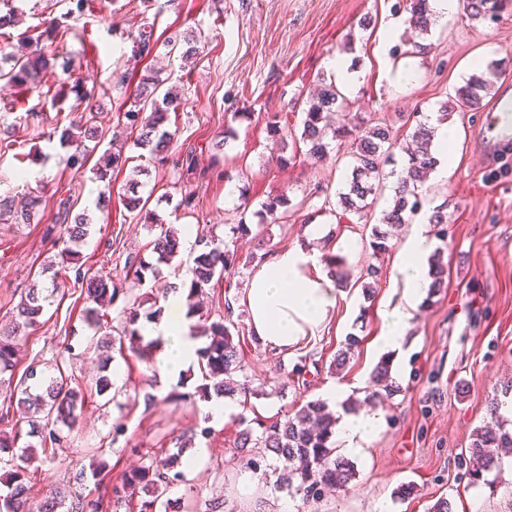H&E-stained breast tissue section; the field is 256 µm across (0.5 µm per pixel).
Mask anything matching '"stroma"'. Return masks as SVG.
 I'll return each instance as SVG.
<instances>
[{
	"label": "stroma",
	"mask_w": 512,
	"mask_h": 512,
	"mask_svg": "<svg viewBox=\"0 0 512 512\" xmlns=\"http://www.w3.org/2000/svg\"><path fill=\"white\" fill-rule=\"evenodd\" d=\"M394 0H92L91 9L75 21L61 54L40 73L41 83L18 92L0 81V124L15 125L10 148L0 151V196L18 201L39 191L43 202L31 224H0V322L30 284L54 289L40 326L20 341L16 376L35 368L34 382L44 386L62 375L86 384L99 375L112 379L103 396L86 399L76 428L66 442L40 455L30 468L31 497L40 501L52 489L86 494L96 480L91 471L103 464L106 482L120 481L142 456L173 449L187 428L207 424L197 437L185 466V482L169 496L191 512H205L209 501L222 498L228 512H429L442 497L453 512H512V469L504 468L493 486L469 485L463 453L474 432L489 419L488 401L512 383V154L497 148L487 109L454 112L447 120L455 133L450 148L456 167L448 179H429L421 187L422 215L448 206L442 243L448 263V286L414 311L406 332V358L393 362L399 392L374 405L382 417L378 431L348 460L354 476L341 491L328 492L313 506L285 489H274L276 474L260 478L235 450L240 430L255 422L271 423L307 402L325 400L338 388L344 399L363 400L373 388L371 372L383 355L375 338L383 310L394 290L392 258L406 229L396 230L389 251L370 247V227L392 202L384 190L366 218L343 210L339 192L351 178L349 143L330 141L322 158L309 157L298 140L309 100L335 57H347L358 82L345 99L350 115L364 124L385 122L400 129L403 115L437 112L456 87L472 73L474 61L491 62L512 53V11L492 23L469 20L458 12L448 22L420 33L402 26L399 54L377 51L379 30L391 18ZM22 13L0 33V49L20 50L25 31L42 18L60 15V0H16ZM152 26L156 46L150 56L134 52L143 24ZM201 33L196 56L180 60L167 54L164 39L174 30ZM425 53H414L415 45ZM152 72L163 88L184 100L176 114L177 156L193 153L192 168L168 166L142 174L149 158L136 148L135 132L119 125L117 113L130 108L137 76ZM96 87L101 135L88 144L81 170L70 169L54 130L68 127L83 110L76 96L67 108L52 105L61 85ZM36 108L38 117L18 118ZM278 113L282 136L271 135L266 116ZM122 147L127 162L112 174L108 211L97 207L104 185L93 168L111 145ZM40 151L45 160L29 159ZM137 181L157 224L132 219L122 198L128 181ZM193 193L195 206L181 208L182 193ZM289 199L288 218L262 222L263 202L276 195ZM72 213H87L91 231L79 247L80 259L92 272L111 277L131 294L150 293L145 310L164 307L166 290L188 288L184 266H160L156 276L137 283L126 270L128 259L154 263L152 242L161 228L223 236L230 225L246 220L249 235L233 248L238 260L204 301L201 315H228L243 329L240 337L250 395L235 397L236 413L204 421L207 398L200 391L198 368L176 382L162 383L154 363L115 358L102 364L91 344L111 335L122 322L114 305L105 323L91 328L83 317L87 294L73 285L54 287L60 262L57 244L64 227L56 221L61 200ZM315 247L340 256L354 280L343 291L318 336L278 351L254 336L243 302L256 263L250 255L274 254L282 247ZM376 277H368L369 268ZM375 294L365 299L361 286ZM360 344L343 371L331 366L348 336ZM153 394L145 405V394ZM123 424L119 439L111 434ZM415 492L400 498V485Z\"/></svg>",
	"instance_id": "stroma-1"
}]
</instances>
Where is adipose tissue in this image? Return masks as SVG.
<instances>
[{
  "mask_svg": "<svg viewBox=\"0 0 512 512\" xmlns=\"http://www.w3.org/2000/svg\"><path fill=\"white\" fill-rule=\"evenodd\" d=\"M433 248L434 241L423 219H416L395 258V289L385 304L383 328L377 338L382 350L400 351L408 321L428 286L424 263ZM321 267L318 251L292 247L276 251L253 273L245 303L251 329L261 342L283 350L317 336L338 301L337 291L322 274ZM166 304L168 316L147 324L143 333L158 339L156 365L160 378L170 384L197 363L203 342L182 314L181 290L170 291ZM380 422L375 413H341L336 437L346 450L359 449L361 442L376 433Z\"/></svg>",
  "mask_w": 512,
  "mask_h": 512,
  "instance_id": "adipose-tissue-1",
  "label": "adipose tissue"
}]
</instances>
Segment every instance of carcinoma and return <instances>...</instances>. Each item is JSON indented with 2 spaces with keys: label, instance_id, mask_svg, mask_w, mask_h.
Instances as JSON below:
<instances>
[{
  "label": "carcinoma",
  "instance_id": "1",
  "mask_svg": "<svg viewBox=\"0 0 512 512\" xmlns=\"http://www.w3.org/2000/svg\"><path fill=\"white\" fill-rule=\"evenodd\" d=\"M67 9L58 17L45 20L32 29L27 39V51L8 53L0 56V80L6 81L22 90L30 91L37 87V78L47 64V53L51 46L60 45L63 36L70 31L65 21L77 19L90 9V0H62ZM512 7V0H466L469 16L480 22L493 21ZM396 9L409 14V24L423 34L430 32L431 13L428 0H398ZM17 9L14 0H0V28L16 23ZM165 43L169 54L181 52V58L187 60L196 54L197 38L194 35L182 36L173 32ZM95 91L87 89L83 99L87 102L85 111L79 120L69 129L62 131L59 141L64 148L73 152L67 156L70 166L81 169L86 161L84 141L98 137L96 125L97 112L93 103ZM490 94V83L483 74L473 73L465 84L456 89L451 104L440 107L437 121L447 120L448 109L464 111L478 110L484 99ZM342 94L335 83L324 86L318 96L310 101L303 122L301 140L307 152L319 155L328 148L327 136L335 139L346 138L351 129L337 119L338 111L344 108L340 102ZM183 99L166 91L161 98L151 100L150 108L133 105L123 112L121 122L131 130L138 132L136 144L149 152L151 159L160 165L168 159L170 144L176 132L170 129L171 114L178 112ZM435 127L424 120L416 121L412 131L405 138L398 139L387 126L374 125L364 130L354 140L351 151L353 169L347 191L339 194L340 205L358 214L365 215L376 203L377 195L382 191L384 181L394 176L392 204L383 214L382 225L394 226L409 223L411 216L421 207L419 186L437 165L432 149ZM405 157V166L401 171H388L386 167L395 165V150ZM125 164L121 151L106 152L103 164L98 168L99 178L105 179L108 172ZM41 204L39 196H30L19 205L0 200L1 224H31ZM125 209L145 223L152 224L156 215L145 209L143 197L131 191L123 198ZM288 207V199L274 197L262 204L261 212L269 216L271 222L279 220L278 211ZM69 206L59 208L57 221L65 225L69 241L77 243L85 238L89 227V218L78 214L73 222H68ZM153 252L156 264L167 265L180 252V240L173 231L161 229L154 240ZM237 255L230 249L228 242L213 235L203 234L197 237L196 250L189 266L190 285L186 296L188 315L198 313L193 298L204 291L215 280H222L224 273L234 268ZM327 266L333 273L334 284L339 289L353 287L349 276L341 268V260L331 255ZM428 276L431 283L428 295L440 292L448 285V266L443 259L442 248L438 247L431 255ZM75 282L85 284L87 298L94 307L85 309V320L92 325L101 324L104 310L115 305L120 297V289L109 286L107 280L88 270L75 269ZM48 296L43 290L32 286L14 306L9 324L0 325V384L6 383V376H14L16 366L17 338L19 334L40 324L45 312ZM144 299L130 295L125 298L122 309L123 326L118 333L121 345L138 359H152V348L157 341L145 340L142 327L138 325L139 306ZM209 342L203 347L198 360L202 378V390L205 395L214 394L224 398L247 395L249 386L237 379V373L243 371L240 350L233 342L231 326L224 319L202 323L196 331ZM35 372L29 371L13 388L17 405L28 415L30 431L28 435H41L40 447L46 449L60 444L63 439L62 428L73 430L78 422L80 410L86 398L94 393L100 395L111 387L110 379L102 375L95 380V389L87 386H73L63 376L55 378L38 393L31 391L27 380L34 378ZM376 384L394 393L399 390L391 377L390 360L381 359L373 370ZM336 412L322 401H309L296 412L284 419L261 427L260 433L248 427L244 429L237 442L238 452L247 457V465L257 471L259 462L253 456L282 458L289 463V471L276 480V488L293 489L306 503L317 501L325 488L342 489L353 477V465L345 457L337 454L336 448ZM208 428L188 429L176 439L177 451L164 457L147 456L141 464L126 473L119 485L112 487V501L119 503L138 498V512H182L185 505L168 497L170 489L185 481L181 470L183 456L197 436H206ZM21 433H7L0 430V453L6 450H18L15 465L5 489L0 490V512H30L31 485L28 466L34 453L30 442L20 443ZM512 448V431L498 424L486 426L477 431L470 447L466 449L469 459L476 465L468 469L469 483L476 485H494L501 472L502 460L499 449ZM101 498L78 496L66 501L64 493L58 491L48 495L36 512H101Z\"/></svg>",
  "mask_w": 512,
  "mask_h": 512
}]
</instances>
